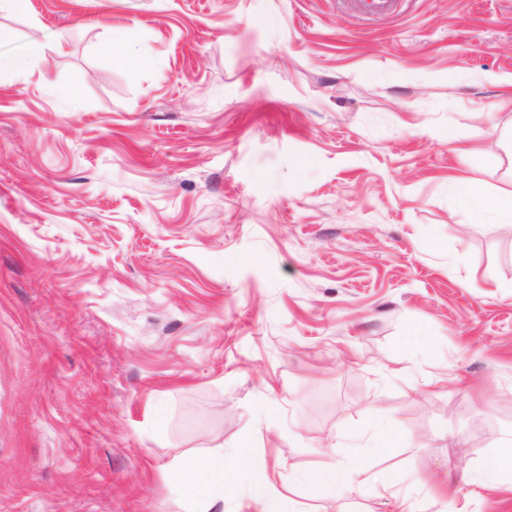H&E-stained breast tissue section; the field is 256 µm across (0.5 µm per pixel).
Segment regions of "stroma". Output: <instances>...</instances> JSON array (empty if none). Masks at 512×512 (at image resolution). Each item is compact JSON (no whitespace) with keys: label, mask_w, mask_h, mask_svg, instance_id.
<instances>
[{"label":"stroma","mask_w":512,"mask_h":512,"mask_svg":"<svg viewBox=\"0 0 512 512\" xmlns=\"http://www.w3.org/2000/svg\"><path fill=\"white\" fill-rule=\"evenodd\" d=\"M0 26V55L44 46L0 77V512H183L167 470L242 445L262 468L224 512L259 483L396 512L387 481L512 512L461 480L512 439V224L453 182L475 146L512 186V0H27ZM380 421L399 445L306 492ZM357 11L391 15L398 11L402 0H341ZM43 52V44L33 41L22 54L4 57L0 55V76L8 72H21L33 68ZM336 463H327L324 467L310 475L307 481L316 489L333 494L341 492V485L336 480Z\"/></svg>","instance_id":"1"}]
</instances>
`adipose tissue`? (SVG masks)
I'll list each match as a JSON object with an SVG mask.
<instances>
[{
    "label": "adipose tissue",
    "instance_id": "adipose-tissue-1",
    "mask_svg": "<svg viewBox=\"0 0 512 512\" xmlns=\"http://www.w3.org/2000/svg\"><path fill=\"white\" fill-rule=\"evenodd\" d=\"M463 184L470 220L478 222L491 216L501 223L512 224V189L491 191L473 177L464 179ZM256 464L255 457L244 450L238 451L230 461L220 452L195 455L173 465L167 479L181 493L189 512H214L223 504L226 488L237 482L243 470Z\"/></svg>",
    "mask_w": 512,
    "mask_h": 512
}]
</instances>
